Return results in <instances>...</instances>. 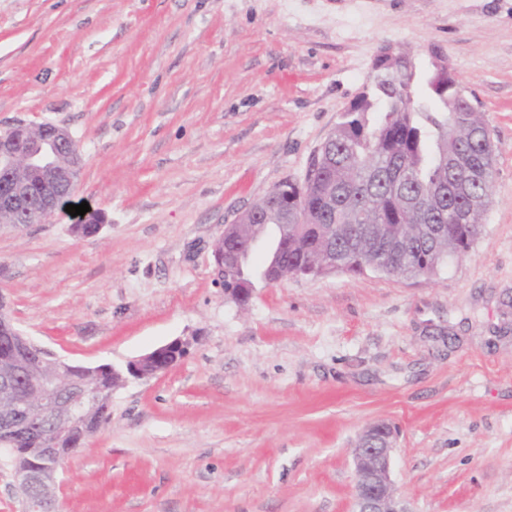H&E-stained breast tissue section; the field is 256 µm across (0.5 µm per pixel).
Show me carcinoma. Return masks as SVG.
Listing matches in <instances>:
<instances>
[{
	"label": "carcinoma",
	"instance_id": "obj_1",
	"mask_svg": "<svg viewBox=\"0 0 512 512\" xmlns=\"http://www.w3.org/2000/svg\"><path fill=\"white\" fill-rule=\"evenodd\" d=\"M374 112L380 119L372 124ZM495 153L492 129L438 53L423 71L405 54L386 57L384 70L369 76L342 113L314 173L266 195L254 223L288 224V248L267 277L301 270L311 251L332 247L338 268L360 256L386 275L433 278L482 232ZM7 319L1 304L0 355L15 353L34 371L14 379L13 395L0 399V411L23 407L29 386L55 375L60 361L15 335ZM90 380L81 420L86 438L109 423L112 410V371ZM39 447L34 438L0 433V448L12 462Z\"/></svg>",
	"mask_w": 512,
	"mask_h": 512
}]
</instances>
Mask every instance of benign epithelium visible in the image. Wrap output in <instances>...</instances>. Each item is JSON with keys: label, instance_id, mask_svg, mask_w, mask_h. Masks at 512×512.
Masks as SVG:
<instances>
[{"label": "benign epithelium", "instance_id": "7a95c632", "mask_svg": "<svg viewBox=\"0 0 512 512\" xmlns=\"http://www.w3.org/2000/svg\"><path fill=\"white\" fill-rule=\"evenodd\" d=\"M18 122L0 131V214L12 215L14 223L28 226L39 223L58 211L60 193L74 188L81 166V155L71 133L54 126L49 149L25 137ZM65 153L69 164L56 163L52 155ZM39 173V189L19 175L18 169ZM234 238V225L224 227V234L214 249L216 280L224 294L240 304L249 301L254 285L238 280L237 256L251 254L261 245V234L241 241L230 252L224 239ZM185 343L175 339L150 353L127 363V372L136 377L158 373L163 360L183 356ZM89 391L78 383L63 392L53 378L41 379L28 392V404L18 413L10 409L0 412V430L14 434L42 431L53 422L59 409H68L70 428L80 427V409ZM59 449L55 445L34 449V456L14 467L17 491L24 512H59L58 502L45 496L46 487L57 483L59 465L55 463ZM393 430L385 423L369 426L357 439L351 456L354 465V486L351 512H411L407 502L398 494L391 478Z\"/></svg>", "mask_w": 512, "mask_h": 512}]
</instances>
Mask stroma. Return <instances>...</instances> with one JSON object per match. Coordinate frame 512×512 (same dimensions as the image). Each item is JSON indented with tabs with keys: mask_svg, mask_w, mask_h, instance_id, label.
I'll return each mask as SVG.
<instances>
[{
	"mask_svg": "<svg viewBox=\"0 0 512 512\" xmlns=\"http://www.w3.org/2000/svg\"><path fill=\"white\" fill-rule=\"evenodd\" d=\"M385 45L439 51L491 127L481 235L430 280L259 281L237 304L214 242L303 180ZM19 119L70 130L103 223L0 230L15 326L88 366L188 343L113 389L60 512H350L378 421L411 512H512V0H0V130Z\"/></svg>",
	"mask_w": 512,
	"mask_h": 512,
	"instance_id": "35a3bbf8",
	"label": "stroma"
}]
</instances>
